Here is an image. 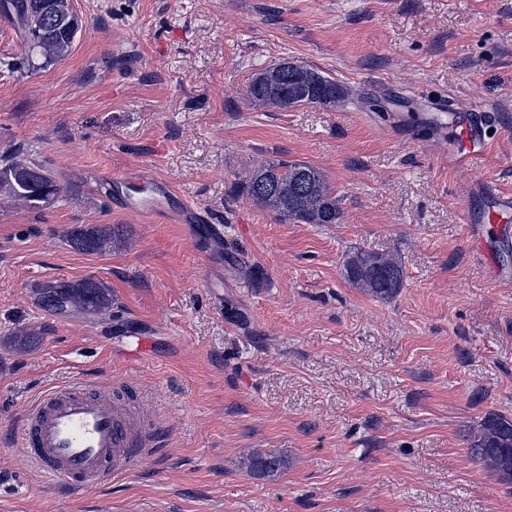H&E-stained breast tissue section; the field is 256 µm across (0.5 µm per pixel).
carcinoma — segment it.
<instances>
[{
    "instance_id": "cac0c4a2",
    "label": "carcinoma",
    "mask_w": 512,
    "mask_h": 512,
    "mask_svg": "<svg viewBox=\"0 0 512 512\" xmlns=\"http://www.w3.org/2000/svg\"><path fill=\"white\" fill-rule=\"evenodd\" d=\"M45 0H0V18L16 25L28 48L47 61L65 57L80 30L71 0H50L51 11L39 4ZM255 107L285 111L316 104L345 106L352 102L348 89L316 67L280 61L256 74L247 87ZM239 193L282 223L339 224L344 212L340 199L318 167L297 160H279L260 165L237 182ZM60 192L52 172L44 165L11 155L0 164V193L37 203ZM109 225H77L67 231V240L78 250L102 252L114 242ZM347 280L378 299H389L403 285L399 262L385 254L357 250L344 261ZM38 301L54 310L74 308L99 314L112 307L111 291L92 279L49 282L38 289ZM468 456L491 471L502 484H512V418L490 413L464 435ZM287 466L273 454H253L247 469L256 475H274Z\"/></svg>"
}]
</instances>
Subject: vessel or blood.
<instances>
[{
  "mask_svg": "<svg viewBox=\"0 0 512 512\" xmlns=\"http://www.w3.org/2000/svg\"><path fill=\"white\" fill-rule=\"evenodd\" d=\"M483 116V109L477 107L453 123L448 136L457 145L459 164L472 163L486 150ZM144 180L150 184L148 194L128 199L127 209L146 216L171 217L195 228L206 223V216L197 209L187 205L171 208L175 190L160 178L149 179L144 172L131 170L118 176L116 182L126 185ZM479 198L484 201L483 223L512 222V197L488 189L482 196H467L462 206L463 223H472L474 203ZM141 429L140 418L123 403L76 378L40 393L23 414L17 443L49 484L73 492L142 464L151 451L133 445V437Z\"/></svg>",
  "mask_w": 512,
  "mask_h": 512,
  "instance_id": "b4317fda",
  "label": "vessel or blood"
}]
</instances>
